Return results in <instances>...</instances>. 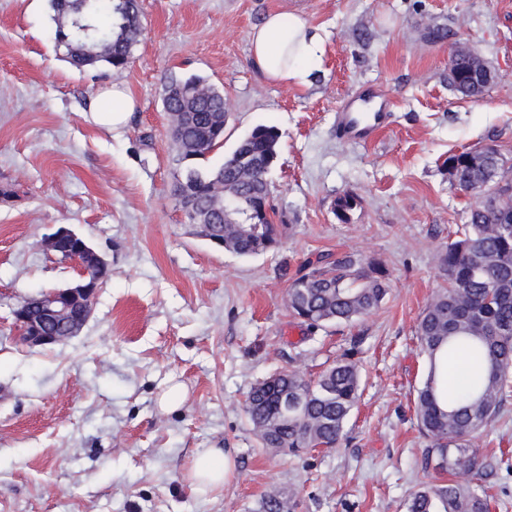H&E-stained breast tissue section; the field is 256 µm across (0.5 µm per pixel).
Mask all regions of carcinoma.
I'll return each instance as SVG.
<instances>
[{
	"label": "carcinoma",
	"mask_w": 512,
	"mask_h": 512,
	"mask_svg": "<svg viewBox=\"0 0 512 512\" xmlns=\"http://www.w3.org/2000/svg\"><path fill=\"white\" fill-rule=\"evenodd\" d=\"M57 20L78 19L88 34L101 35L111 51L99 54L78 33L64 40L55 28L58 45L78 68L106 64L123 69L143 32L137 0H52ZM486 67L467 50L449 60L448 81L465 97L483 91L474 78ZM164 110L180 121L174 161L183 164L187 193L197 212L224 230L228 251L240 256L261 254L266 242L271 250L281 244L286 225L276 224L258 212L255 200L270 194L269 173L278 155L279 134L270 126H257L237 144L216 169L199 166L198 160L220 146L224 132V93L200 75H169L162 89ZM469 157L460 170L457 186L468 193L476 187L512 188V167L501 153L480 147L452 154ZM224 179L237 203L225 215L214 212L208 182ZM440 272L448 281L419 317L417 336L428 363L427 376L417 390L413 411L425 448V466L454 475L473 473L475 481L426 482L408 497L406 512H489L484 481L487 465L473 448V438L499 415L507 398L512 373V192H502L475 203L467 223L440 255ZM388 294L387 270L358 252L336 256L321 254L299 270L288 288V310L309 329L351 324L378 310ZM468 351L480 359V369L455 395L445 388L443 366L447 357ZM351 347L314 380L290 370L277 386L255 385L245 412L265 448L296 456L319 445L336 447L345 424L360 398V371ZM303 396L301 411L282 416L278 410L282 385ZM284 492L274 491L263 500L261 512H282Z\"/></svg>",
	"instance_id": "cac0c4a2"
}]
</instances>
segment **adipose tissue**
Returning <instances> with one entry per match:
<instances>
[{
	"label": "adipose tissue",
	"instance_id": "adipose-tissue-1",
	"mask_svg": "<svg viewBox=\"0 0 512 512\" xmlns=\"http://www.w3.org/2000/svg\"><path fill=\"white\" fill-rule=\"evenodd\" d=\"M322 51L320 36L295 14H267L249 35L254 64L267 78L279 83H306L307 65L318 59ZM135 106L127 89L116 82L90 101L89 114L96 124L116 130L126 125ZM230 468L231 461L223 449H198L190 472L192 490L204 495L219 489Z\"/></svg>",
	"mask_w": 512,
	"mask_h": 512
}]
</instances>
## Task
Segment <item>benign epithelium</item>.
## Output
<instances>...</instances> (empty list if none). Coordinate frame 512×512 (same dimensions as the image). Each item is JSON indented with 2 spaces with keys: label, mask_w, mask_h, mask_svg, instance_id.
Here are the masks:
<instances>
[{
  "label": "benign epithelium",
  "mask_w": 512,
  "mask_h": 512,
  "mask_svg": "<svg viewBox=\"0 0 512 512\" xmlns=\"http://www.w3.org/2000/svg\"><path fill=\"white\" fill-rule=\"evenodd\" d=\"M78 267V278L65 288L50 289L36 299H26L13 310L14 325L23 341L31 346L64 343L76 336L89 319L101 285L90 272L105 265L104 259L73 230L60 227L44 240V248Z\"/></svg>",
  "instance_id": "1"
}]
</instances>
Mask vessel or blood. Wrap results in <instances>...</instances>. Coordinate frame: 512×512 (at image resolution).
Masks as SVG:
<instances>
[{
    "label": "vessel or blood",
    "instance_id": "b4317fda",
    "mask_svg": "<svg viewBox=\"0 0 512 512\" xmlns=\"http://www.w3.org/2000/svg\"><path fill=\"white\" fill-rule=\"evenodd\" d=\"M388 100L364 88L344 99L336 113V134L345 141H373L391 122Z\"/></svg>",
    "mask_w": 512,
    "mask_h": 512
}]
</instances>
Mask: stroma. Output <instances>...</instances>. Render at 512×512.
Here are the masks:
<instances>
[{"instance_id": "35a3bbf8", "label": "stroma", "mask_w": 512, "mask_h": 512, "mask_svg": "<svg viewBox=\"0 0 512 512\" xmlns=\"http://www.w3.org/2000/svg\"><path fill=\"white\" fill-rule=\"evenodd\" d=\"M137 3L130 66L79 70L54 41L51 0H0V512H260L273 489L294 494L293 512H405L435 476L413 412L427 372L416 326L474 202L446 160L486 144L512 160V0ZM275 11L300 14L324 40L306 84L274 82L250 57L251 29ZM438 26L441 41L428 35ZM460 46L494 74L481 98L448 83ZM173 72L224 91V144L203 166L257 126L278 130V251L218 250L185 223L161 100ZM116 79L136 109L112 132L85 106ZM363 84L392 100V126L370 144L335 131L341 100ZM346 194L356 204L342 220L334 205ZM62 224L111 275L77 336L32 347L11 311L76 279L42 247ZM344 251L383 263L389 293L354 324L309 330L288 310L291 279L315 254ZM353 345L362 396L340 444L292 457L263 448L244 411L251 388L282 370L315 376ZM173 381L182 390L161 411ZM473 443L493 467L490 512H512V395ZM199 448L233 463L205 496L189 485Z\"/></svg>"}]
</instances>
